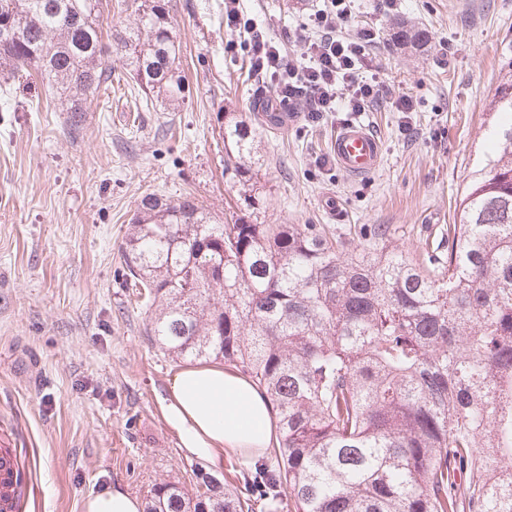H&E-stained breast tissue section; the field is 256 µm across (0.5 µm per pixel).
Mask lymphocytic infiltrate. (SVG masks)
<instances>
[{"label": "lymphocytic infiltrate", "mask_w": 512, "mask_h": 512, "mask_svg": "<svg viewBox=\"0 0 512 512\" xmlns=\"http://www.w3.org/2000/svg\"><path fill=\"white\" fill-rule=\"evenodd\" d=\"M322 2L309 19L299 53L267 38L244 16L239 0H224V28L248 33L254 73L274 86L278 103L289 111L308 112L314 120L340 110L355 115L370 111L382 89L380 68L370 51L375 35L366 28L338 35L339 22L351 16L356 0Z\"/></svg>", "instance_id": "obj_1"}]
</instances>
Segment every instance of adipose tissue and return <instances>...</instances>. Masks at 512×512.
Instances as JSON below:
<instances>
[{
    "label": "adipose tissue",
    "instance_id": "ef3b65f1",
    "mask_svg": "<svg viewBox=\"0 0 512 512\" xmlns=\"http://www.w3.org/2000/svg\"><path fill=\"white\" fill-rule=\"evenodd\" d=\"M161 404L181 450L216 469L228 458L252 464L269 456L277 437V420L266 395L218 362L179 369Z\"/></svg>",
    "mask_w": 512,
    "mask_h": 512
}]
</instances>
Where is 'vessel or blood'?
<instances>
[{"mask_svg": "<svg viewBox=\"0 0 512 512\" xmlns=\"http://www.w3.org/2000/svg\"><path fill=\"white\" fill-rule=\"evenodd\" d=\"M337 166L356 178L373 173L380 165L382 145L378 136L361 124L339 127L331 139ZM19 460L10 448H0V512H17L15 478Z\"/></svg>", "mask_w": 512, "mask_h": 512, "instance_id": "b4317fda", "label": "vessel or blood"}]
</instances>
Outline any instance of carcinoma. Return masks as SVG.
<instances>
[{"instance_id":"obj_1","label":"carcinoma","mask_w":512,"mask_h":512,"mask_svg":"<svg viewBox=\"0 0 512 512\" xmlns=\"http://www.w3.org/2000/svg\"><path fill=\"white\" fill-rule=\"evenodd\" d=\"M101 0H0V67L34 70L78 122L112 83ZM112 31L145 100L177 110L186 76L165 0ZM397 39L429 40L397 23ZM217 114L224 181L244 214L223 224L192 194H147L123 250L145 328L173 360L222 359L279 417L271 460L244 489L160 482L144 512H512V126L448 226L419 259L380 224L344 251L314 224H267L255 126Z\"/></svg>"}]
</instances>
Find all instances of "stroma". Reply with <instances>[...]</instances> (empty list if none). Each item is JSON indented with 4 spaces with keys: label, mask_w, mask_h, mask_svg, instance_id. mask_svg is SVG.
I'll return each instance as SVG.
<instances>
[{
    "label": "stroma",
    "mask_w": 512,
    "mask_h": 512,
    "mask_svg": "<svg viewBox=\"0 0 512 512\" xmlns=\"http://www.w3.org/2000/svg\"><path fill=\"white\" fill-rule=\"evenodd\" d=\"M321 0H241L269 37L298 36ZM185 104L135 102L120 50L112 83L71 131L39 76L0 85V448L16 449L27 486L19 512H84L89 494L117 485L146 498L154 483L192 484L215 473L242 487L236 462L218 470L186 457L161 398L178 368L145 333L147 308L124 271L121 246L138 198L191 193L217 220L237 192L224 182L216 116L261 112L273 96L243 52H225L224 0H168ZM425 30L421 46L394 39L395 21ZM374 29L372 50L391 95H412L410 132L382 102L353 116L256 130L259 181L271 224H320L358 245L386 224L411 253L458 223L467 186L492 156L512 92V0H357L341 27ZM359 123L376 133L382 161L351 178L329 140Z\"/></svg>",
    "instance_id": "35a3bbf8"
}]
</instances>
